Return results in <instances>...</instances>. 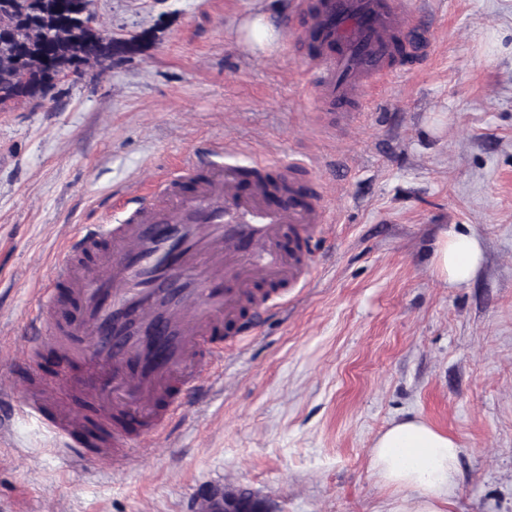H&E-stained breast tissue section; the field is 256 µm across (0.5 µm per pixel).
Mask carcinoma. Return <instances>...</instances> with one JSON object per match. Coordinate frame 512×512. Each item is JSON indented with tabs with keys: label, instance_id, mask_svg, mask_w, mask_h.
<instances>
[{
	"label": "carcinoma",
	"instance_id": "carcinoma-1",
	"mask_svg": "<svg viewBox=\"0 0 512 512\" xmlns=\"http://www.w3.org/2000/svg\"><path fill=\"white\" fill-rule=\"evenodd\" d=\"M0 0V104L47 94L60 75L110 57L90 0Z\"/></svg>",
	"mask_w": 512,
	"mask_h": 512
}]
</instances>
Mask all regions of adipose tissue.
<instances>
[{
	"instance_id": "1",
	"label": "adipose tissue",
	"mask_w": 512,
	"mask_h": 512,
	"mask_svg": "<svg viewBox=\"0 0 512 512\" xmlns=\"http://www.w3.org/2000/svg\"><path fill=\"white\" fill-rule=\"evenodd\" d=\"M483 260L480 240L444 232L437 251L440 279L470 281ZM457 440L419 417L393 422L369 449L370 467L388 486L401 491L394 512H450L459 467Z\"/></svg>"
}]
</instances>
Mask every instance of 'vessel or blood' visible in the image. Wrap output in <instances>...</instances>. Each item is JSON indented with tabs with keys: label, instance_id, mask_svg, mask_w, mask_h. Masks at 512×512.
Masks as SVG:
<instances>
[{
	"label": "vessel or blood",
	"instance_id": "1",
	"mask_svg": "<svg viewBox=\"0 0 512 512\" xmlns=\"http://www.w3.org/2000/svg\"><path fill=\"white\" fill-rule=\"evenodd\" d=\"M305 17L320 42L308 71L316 107L347 122L400 60L395 38L408 17L398 0H323ZM200 165L188 155L135 188L122 223L67 236L38 292L41 331L23 355L0 347V375L24 387L16 409L47 425L74 461L130 466L139 440L168 428L203 382L222 380L215 346L244 308L269 307L263 284L295 288L310 275L307 245L326 213L319 188L297 189L300 165L280 170L284 207L269 205L264 169L246 182L234 164L212 163L204 176ZM47 348L79 366L83 382L23 377L21 360Z\"/></svg>",
	"mask_w": 512,
	"mask_h": 512
}]
</instances>
